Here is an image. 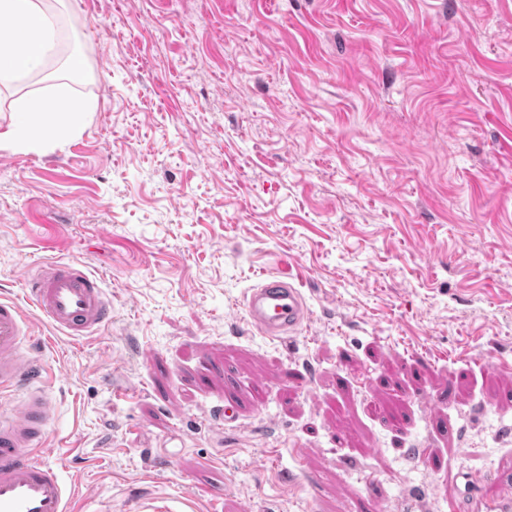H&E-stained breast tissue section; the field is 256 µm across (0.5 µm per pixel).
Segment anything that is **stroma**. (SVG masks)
Segmentation results:
<instances>
[{
  "label": "stroma",
  "instance_id": "1",
  "mask_svg": "<svg viewBox=\"0 0 512 512\" xmlns=\"http://www.w3.org/2000/svg\"><path fill=\"white\" fill-rule=\"evenodd\" d=\"M73 50L91 121L0 150V297L47 370L44 458L119 508L512 494V0H69ZM48 261L101 279L111 325L74 340L27 307ZM272 275L310 313L285 341L245 313Z\"/></svg>",
  "mask_w": 512,
  "mask_h": 512
}]
</instances>
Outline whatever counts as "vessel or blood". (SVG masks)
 <instances>
[{
    "label": "vessel or blood",
    "instance_id": "obj_1",
    "mask_svg": "<svg viewBox=\"0 0 512 512\" xmlns=\"http://www.w3.org/2000/svg\"><path fill=\"white\" fill-rule=\"evenodd\" d=\"M30 304L66 336L80 339L112 322V300L100 280L78 263H45L26 276ZM253 326L269 340L292 336L309 311L298 288L271 276L246 297ZM22 307L0 299V512H74V481L42 458L40 444L54 406L43 388L44 368L25 359L29 342Z\"/></svg>",
    "mask_w": 512,
    "mask_h": 512
}]
</instances>
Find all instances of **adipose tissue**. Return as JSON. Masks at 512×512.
I'll return each mask as SVG.
<instances>
[{
  "label": "adipose tissue",
  "mask_w": 512,
  "mask_h": 512,
  "mask_svg": "<svg viewBox=\"0 0 512 512\" xmlns=\"http://www.w3.org/2000/svg\"><path fill=\"white\" fill-rule=\"evenodd\" d=\"M63 0H0V87L41 74L56 54ZM13 119L0 131V146L18 150L46 147L75 135L95 102L74 104L66 85L52 94L23 97L10 104Z\"/></svg>",
  "instance_id": "1"
}]
</instances>
